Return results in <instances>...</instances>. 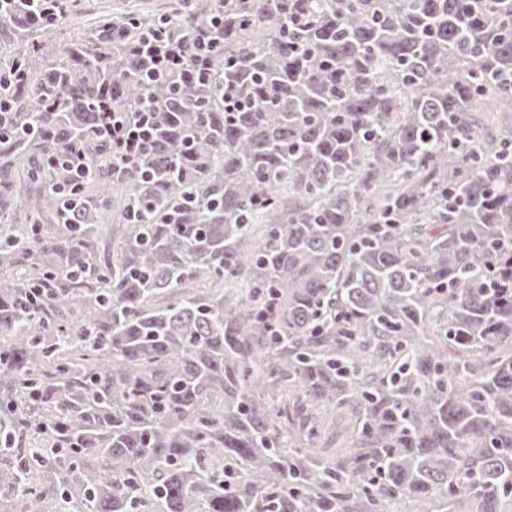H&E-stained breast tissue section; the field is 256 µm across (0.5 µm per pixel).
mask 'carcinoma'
I'll return each instance as SVG.
<instances>
[{
  "instance_id": "1",
  "label": "carcinoma",
  "mask_w": 512,
  "mask_h": 512,
  "mask_svg": "<svg viewBox=\"0 0 512 512\" xmlns=\"http://www.w3.org/2000/svg\"><path fill=\"white\" fill-rule=\"evenodd\" d=\"M73 10L0 18V512H512V0ZM218 20L208 79L143 81ZM180 41L160 27L145 35L139 42L137 53L150 64L149 74L183 72L184 46ZM100 123L108 134L112 132V154L128 162L146 156L151 149L149 117L139 115L137 121L116 120L112 112H100Z\"/></svg>"
}]
</instances>
